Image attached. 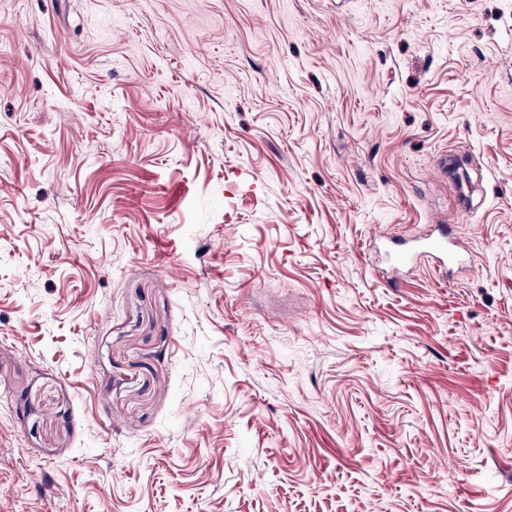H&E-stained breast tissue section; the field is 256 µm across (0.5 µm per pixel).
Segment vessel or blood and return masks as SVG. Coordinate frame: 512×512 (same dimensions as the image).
<instances>
[{
	"label": "vessel or blood",
	"instance_id": "b4317fda",
	"mask_svg": "<svg viewBox=\"0 0 512 512\" xmlns=\"http://www.w3.org/2000/svg\"><path fill=\"white\" fill-rule=\"evenodd\" d=\"M423 258L430 259L434 269L445 275L470 261V256L459 238L446 224L435 225L433 233L428 237L408 247L394 250L391 254V262L397 267L413 264Z\"/></svg>",
	"mask_w": 512,
	"mask_h": 512
}]
</instances>
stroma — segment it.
Instances as JSON below:
<instances>
[{
    "mask_svg": "<svg viewBox=\"0 0 512 512\" xmlns=\"http://www.w3.org/2000/svg\"><path fill=\"white\" fill-rule=\"evenodd\" d=\"M0 512H512V0H0ZM421 258L430 259L434 269L445 278L455 268L470 263V255L452 233L450 224H436L432 234L408 247L395 249L390 259L395 267H402Z\"/></svg>",
    "mask_w": 512,
    "mask_h": 512,
    "instance_id": "35a3bbf8",
    "label": "stroma"
}]
</instances>
